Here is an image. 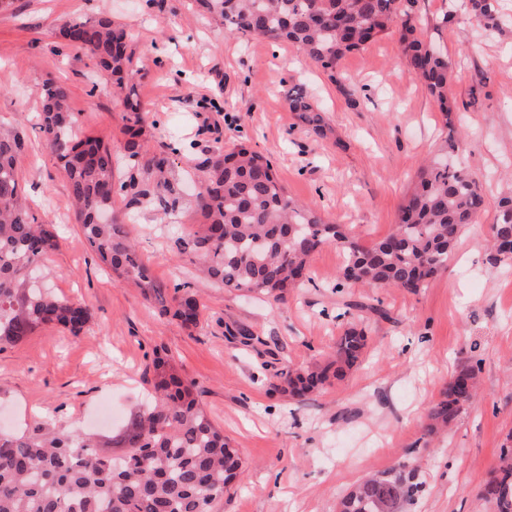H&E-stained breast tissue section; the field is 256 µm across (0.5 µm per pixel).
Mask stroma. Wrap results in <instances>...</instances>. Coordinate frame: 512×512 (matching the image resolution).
<instances>
[{
	"label": "stroma",
	"instance_id": "obj_1",
	"mask_svg": "<svg viewBox=\"0 0 512 512\" xmlns=\"http://www.w3.org/2000/svg\"><path fill=\"white\" fill-rule=\"evenodd\" d=\"M415 11L452 62L449 96L467 132L458 161L486 208L419 293L339 282L344 256L331 244L313 254L309 281L280 301L196 276L177 245L201 222L192 176L214 150L244 145L271 160L290 196L348 225L362 244L389 234L444 130L397 35L345 56L341 89L295 46L230 34L197 0H13L0 12V126L25 131L20 187L59 236L43 285L91 313L79 334L46 326L0 349V427L52 418L70 430H111L137 409L155 359L167 357L194 380L244 461L217 512H336L360 476L412 459L424 492L409 512H490L479 490L512 432V274L496 269L487 249L512 165V31L485 34L464 0H417ZM101 15L130 34L144 117L134 160L145 174L134 188L140 201L119 196L114 208L132 214L125 228L156 281L188 284L203 303L194 327L103 269L36 126L44 82L66 83L81 132L111 142L125 176V108L94 60L56 36L62 20ZM296 84L325 112V138L289 112ZM349 90L357 108L346 103ZM351 326L369 343L344 379L302 401L277 390V371L326 360ZM465 365L479 370L480 396L447 437L423 440L428 409Z\"/></svg>",
	"mask_w": 512,
	"mask_h": 512
}]
</instances>
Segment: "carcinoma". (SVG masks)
<instances>
[{
    "label": "carcinoma",
    "instance_id": "1",
    "mask_svg": "<svg viewBox=\"0 0 512 512\" xmlns=\"http://www.w3.org/2000/svg\"><path fill=\"white\" fill-rule=\"evenodd\" d=\"M224 19L232 34L286 41L296 46L339 87L342 59L377 37L399 33L407 66L424 83L446 117V137L422 169L405 199L393 231L366 247L344 224H331L290 197L270 162L240 146L208 159L198 176L196 206L203 219L189 233L184 250L203 278L229 291L266 294L281 300L305 277L311 255L327 244L340 247L345 282L391 286L417 293L448 266L452 251L484 207L479 184L448 162L461 149L448 97L453 67L447 55L422 35L414 0H199ZM469 19L484 31L502 30L496 0H466ZM59 37L89 54L97 71L123 94L127 157L139 155L143 122L130 56L129 33L109 17L93 22L66 20ZM288 110L315 135H325L322 112L305 87L288 91ZM39 130L62 163L76 221L93 252L117 277L133 283L161 313L189 328L202 313L190 291L165 295L112 210L116 185L112 146L97 136L79 137L70 91L59 81L43 88ZM25 146L16 129L0 131V349L37 329L61 325L73 334L90 320L80 302L35 288L34 270L58 248L51 224H39L21 196L16 160ZM512 235V192L500 198L491 228L493 260L512 266V253L498 242ZM367 347L363 330L351 326L339 338L336 355L303 369L282 370L278 390L292 398L342 380ZM153 400L112 437L66 431L45 421L17 431L0 427V512H216L242 472L243 462L224 432L207 416L194 381L178 376L164 358L154 361ZM479 381L472 366L448 381L443 398L427 411L424 436L446 430L476 399ZM123 448L118 458L102 448ZM406 461L369 473L338 500L337 512H406L419 483H404ZM482 498L498 512H512V447L500 451Z\"/></svg>",
    "mask_w": 512,
    "mask_h": 512
}]
</instances>
